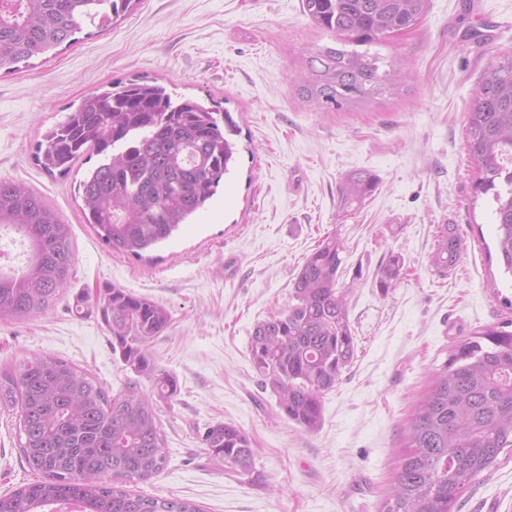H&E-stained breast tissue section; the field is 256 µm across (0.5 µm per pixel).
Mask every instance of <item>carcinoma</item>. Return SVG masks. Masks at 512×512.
Instances as JSON below:
<instances>
[{"mask_svg":"<svg viewBox=\"0 0 512 512\" xmlns=\"http://www.w3.org/2000/svg\"><path fill=\"white\" fill-rule=\"evenodd\" d=\"M139 0H0V72L73 41L85 24L115 23ZM315 26L336 42L370 46L416 25L428 0H302ZM355 49L325 47L308 57L303 98L340 110L399 86L398 64ZM226 112L166 86L129 79L85 95L66 119L48 129L35 159L48 174H68L88 152L102 157L79 182L83 214L107 249L139 257L170 238L213 197L235 161L224 126ZM467 148L478 176L475 197L491 201L496 247L504 274L512 275V53L495 57L482 74L467 113ZM376 187L368 172L339 187L344 207L360 205ZM19 234L28 247L21 271L0 269V319L41 314L70 278L74 254L69 225L38 193L0 178V230ZM346 247L336 234L323 238L293 282L294 303L258 323L249 359L261 386L276 397L288 420L314 433L322 402L336 389L357 353L348 294L341 282ZM463 252L454 225L436 236L432 265L449 271ZM404 260L390 255L375 274L382 295L403 277ZM91 303L112 335V350L153 393L129 386L108 395L88 373L57 357L37 356L0 373V410L16 412L20 450L44 480L0 496V512H45L77 503L81 512H200L187 500L135 494L123 487L161 472L166 449L157 403L171 402L178 380L155 364L148 344L171 322L164 305L122 288H108ZM204 445L224 470L260 484L264 474L238 426L208 427ZM406 451L379 512H455L463 490L512 451V330L488 326L454 346L436 369L407 427Z\"/></svg>","mask_w":512,"mask_h":512,"instance_id":"obj_1","label":"carcinoma"}]
</instances>
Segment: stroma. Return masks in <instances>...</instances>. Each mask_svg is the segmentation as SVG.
<instances>
[{
	"instance_id": "1",
	"label": "stroma",
	"mask_w": 512,
	"mask_h": 512,
	"mask_svg": "<svg viewBox=\"0 0 512 512\" xmlns=\"http://www.w3.org/2000/svg\"><path fill=\"white\" fill-rule=\"evenodd\" d=\"M491 29V42L463 40ZM336 39L314 26L302 0H140L117 24L84 27L71 43L20 72L0 75V177L38 191L69 224L72 276L45 313L0 320V371L37 354L69 361L109 394L136 384L84 295L116 287L165 304L172 320L150 343L179 393L161 405L167 463L134 483L146 496L188 500L202 512H378L404 454L405 433L432 374L451 348L485 326L512 321V283L500 266L493 220L473 202L466 112L484 69L512 52V0H428L410 31L372 45L410 77L364 106L325 110L298 92L297 76ZM147 77L228 112L233 173L208 208L142 258L115 255L85 223L77 186L93 167L49 175L34 151L42 133L89 92ZM369 172L376 187L341 207L342 181ZM442 224L464 243L438 273L430 256ZM345 242L344 282L357 356L323 399L313 434L280 413L249 361L257 323L287 310L292 283L318 241ZM401 255L406 276L381 295L374 274ZM230 422L251 439L265 480L249 484L209 458L206 427ZM41 476L20 452L18 420L0 412V496ZM460 512H512V454L461 494Z\"/></svg>"
}]
</instances>
